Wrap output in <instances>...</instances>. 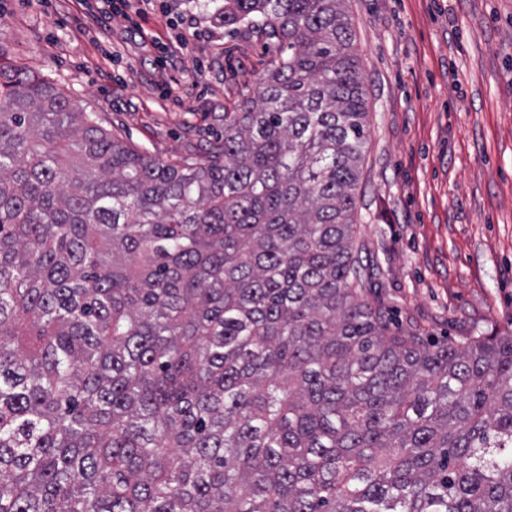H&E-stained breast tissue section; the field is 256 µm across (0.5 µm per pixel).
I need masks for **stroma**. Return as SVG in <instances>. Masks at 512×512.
<instances>
[{
    "label": "stroma",
    "instance_id": "stroma-1",
    "mask_svg": "<svg viewBox=\"0 0 512 512\" xmlns=\"http://www.w3.org/2000/svg\"><path fill=\"white\" fill-rule=\"evenodd\" d=\"M208 0H133L107 39L77 0H0V46L135 148L176 161L224 127L272 43ZM368 84L357 228L393 327L512 331V0H348ZM167 67H160V59Z\"/></svg>",
    "mask_w": 512,
    "mask_h": 512
}]
</instances>
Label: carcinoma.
<instances>
[{
	"mask_svg": "<svg viewBox=\"0 0 512 512\" xmlns=\"http://www.w3.org/2000/svg\"><path fill=\"white\" fill-rule=\"evenodd\" d=\"M345 2L224 0L274 57L178 163L0 47V512H512V332L365 299Z\"/></svg>",
	"mask_w": 512,
	"mask_h": 512,
	"instance_id": "obj_1",
	"label": "carcinoma"
}]
</instances>
